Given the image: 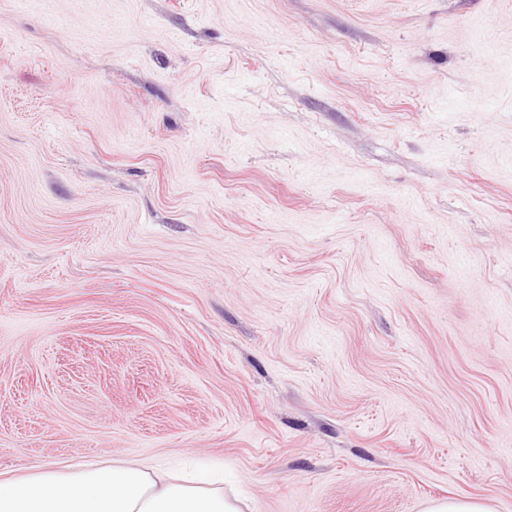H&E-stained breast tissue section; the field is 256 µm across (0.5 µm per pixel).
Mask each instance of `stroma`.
Masks as SVG:
<instances>
[{
    "mask_svg": "<svg viewBox=\"0 0 512 512\" xmlns=\"http://www.w3.org/2000/svg\"><path fill=\"white\" fill-rule=\"evenodd\" d=\"M243 512H512V0H0V472ZM208 484L196 470L49 465L22 481L0 474V512H242L238 499ZM424 512H495L488 500L445 499L428 503Z\"/></svg>",
    "mask_w": 512,
    "mask_h": 512,
    "instance_id": "stroma-1",
    "label": "stroma"
}]
</instances>
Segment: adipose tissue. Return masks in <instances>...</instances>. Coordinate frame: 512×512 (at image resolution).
Here are the masks:
<instances>
[{
	"label": "adipose tissue",
	"instance_id": "obj_1",
	"mask_svg": "<svg viewBox=\"0 0 512 512\" xmlns=\"http://www.w3.org/2000/svg\"><path fill=\"white\" fill-rule=\"evenodd\" d=\"M0 512H242L238 499L192 470L130 464L44 467L25 480L0 475Z\"/></svg>",
	"mask_w": 512,
	"mask_h": 512
}]
</instances>
